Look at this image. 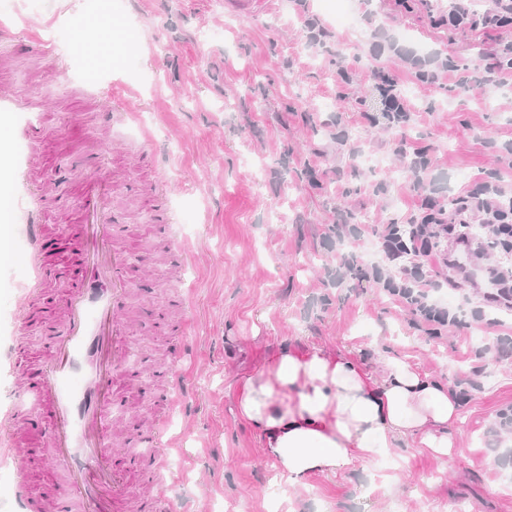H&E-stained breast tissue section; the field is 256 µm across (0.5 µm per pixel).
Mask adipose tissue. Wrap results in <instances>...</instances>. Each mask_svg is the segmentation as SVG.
Instances as JSON below:
<instances>
[{
    "label": "adipose tissue",
    "mask_w": 512,
    "mask_h": 512,
    "mask_svg": "<svg viewBox=\"0 0 512 512\" xmlns=\"http://www.w3.org/2000/svg\"><path fill=\"white\" fill-rule=\"evenodd\" d=\"M236 408L296 481L353 469L408 437L449 455L462 404L447 384L396 359L378 375L348 353L286 343L240 380Z\"/></svg>",
    "instance_id": "adipose-tissue-1"
}]
</instances>
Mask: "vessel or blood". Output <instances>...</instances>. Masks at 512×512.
<instances>
[{"instance_id": "vessel-or-blood-1", "label": "vessel or blood", "mask_w": 512, "mask_h": 512, "mask_svg": "<svg viewBox=\"0 0 512 512\" xmlns=\"http://www.w3.org/2000/svg\"><path fill=\"white\" fill-rule=\"evenodd\" d=\"M22 112L17 100L0 93V179L11 199L0 206V223L23 225L29 272L36 282L42 274V229L38 191L29 176L35 129L21 124ZM85 206L98 226L87 242L93 261L82 265L83 286L65 302L66 331L56 341L43 390L55 414L52 442L58 460L69 468L73 496L85 512H114L135 488L116 461L107 417L114 364L123 359L129 341L124 305L130 283L119 275L125 258L110 246L102 196L87 199Z\"/></svg>"}]
</instances>
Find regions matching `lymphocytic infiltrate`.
Listing matches in <instances>:
<instances>
[{"instance_id": "lymphocytic-infiltrate-1", "label": "lymphocytic infiltrate", "mask_w": 512, "mask_h": 512, "mask_svg": "<svg viewBox=\"0 0 512 512\" xmlns=\"http://www.w3.org/2000/svg\"><path fill=\"white\" fill-rule=\"evenodd\" d=\"M480 192L481 200L460 196L450 207L434 191L419 192L408 220V236H396L394 225L382 227L383 251L394 264V273L384 279L383 286L404 299L436 335L455 324L456 318L429 303L428 291L437 286L442 270L454 268L451 252L473 245L472 224H483L486 238L500 243L504 252H512V182L499 176Z\"/></svg>"}]
</instances>
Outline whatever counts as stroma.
<instances>
[{"label":"stroma","mask_w":512,"mask_h":512,"mask_svg":"<svg viewBox=\"0 0 512 512\" xmlns=\"http://www.w3.org/2000/svg\"><path fill=\"white\" fill-rule=\"evenodd\" d=\"M11 38L0 41V89L33 103L25 119L39 144L31 174L44 188L46 274L27 312L16 310L26 260L14 227L0 248V421L14 445L38 449L22 468L0 453V512L25 475L31 502L70 488L53 460L48 407L31 377L50 361L80 284L75 243L61 228L83 222L94 179L112 184L113 245L133 287V326L112 401V438L126 462L167 446L165 485L141 484L120 512L165 495L190 512H512V311L441 288L458 324L425 333L410 308L383 290L388 271L377 228L407 223L413 177L393 150L370 74L389 71L409 100L406 138L431 160L426 179L445 201L506 172L512 161V84L479 86L484 57L512 29L448 27L433 0H348L350 25L327 48L308 44L305 17L335 21L326 0H267L251 16L225 0H14ZM51 45V55L34 49ZM451 57L446 80L415 78L412 57ZM351 84L338 79L340 70ZM476 89L458 92L461 75ZM133 89L138 118L112 119V99ZM329 170L311 181L307 165ZM175 216L162 223L159 181ZM369 215L355 244L357 268H340L332 231ZM190 241L195 261L177 245ZM283 342L350 352L373 368L396 357L456 387L471 384L451 455L407 440L367 467L289 482L237 413L239 378ZM182 393L171 400L168 369ZM161 427L159 442L147 430Z\"/></svg>","instance_id":"1"}]
</instances>
